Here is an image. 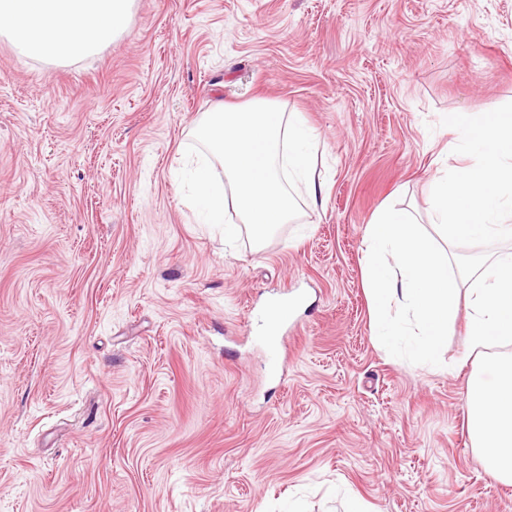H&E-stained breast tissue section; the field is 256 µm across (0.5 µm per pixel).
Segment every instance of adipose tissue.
Listing matches in <instances>:
<instances>
[{"mask_svg":"<svg viewBox=\"0 0 512 512\" xmlns=\"http://www.w3.org/2000/svg\"><path fill=\"white\" fill-rule=\"evenodd\" d=\"M134 0H0V38L54 65L92 55L125 29Z\"/></svg>","mask_w":512,"mask_h":512,"instance_id":"adipose-tissue-1","label":"adipose tissue"}]
</instances>
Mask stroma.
Instances as JSON below:
<instances>
[{
  "mask_svg": "<svg viewBox=\"0 0 512 512\" xmlns=\"http://www.w3.org/2000/svg\"><path fill=\"white\" fill-rule=\"evenodd\" d=\"M301 113L325 190L229 247L177 195L215 102ZM512 102V0H135L65 65L0 40V512H512L439 367L371 328L365 230L431 226L440 120ZM289 296L278 367L258 313Z\"/></svg>",
  "mask_w": 512,
  "mask_h": 512,
  "instance_id": "obj_1",
  "label": "stroma"
}]
</instances>
